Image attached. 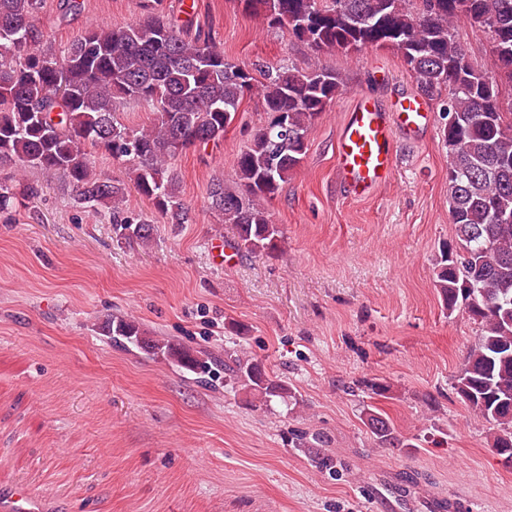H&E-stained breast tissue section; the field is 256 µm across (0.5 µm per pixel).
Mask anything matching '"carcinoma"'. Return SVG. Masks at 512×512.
Segmentation results:
<instances>
[{"label": "carcinoma", "mask_w": 512, "mask_h": 512, "mask_svg": "<svg viewBox=\"0 0 512 512\" xmlns=\"http://www.w3.org/2000/svg\"><path fill=\"white\" fill-rule=\"evenodd\" d=\"M43 0H0V212L38 187L23 180L31 169L55 171L74 201L107 210L119 241L152 243L146 218L124 215L126 184L100 178L90 147L103 148L128 167L138 193L170 224L190 211L172 166L183 152L216 144L234 122L245 94L258 89L267 124L236 157L234 176L209 190L210 208L235 227L237 250H276L281 230L269 203L303 162L308 135L345 86L334 69H258L224 58L216 37L190 32L144 0L136 24L93 27L66 45L44 46L36 25ZM241 10L317 53L389 47L402 58L417 90L440 105L448 123V215L457 246L441 252L435 287L448 315L464 312L480 327L454 390L477 416L496 427L491 447L512 463V0H234ZM489 36V60L464 49L459 24ZM147 103V127L124 124L117 103ZM112 346L169 360L197 383L236 385L263 404L288 402V382L246 355L176 346L147 335L139 321L113 315L102 323ZM365 425L382 448H412L378 409Z\"/></svg>", "instance_id": "carcinoma-1"}]
</instances>
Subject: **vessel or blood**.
Masks as SVG:
<instances>
[{
  "mask_svg": "<svg viewBox=\"0 0 512 512\" xmlns=\"http://www.w3.org/2000/svg\"><path fill=\"white\" fill-rule=\"evenodd\" d=\"M430 108L420 97H401L393 107L357 94L336 138V172L355 198L371 196L389 180L395 166L397 132L420 131L429 124ZM12 512H40L41 504L25 487L8 497Z\"/></svg>",
  "mask_w": 512,
  "mask_h": 512,
  "instance_id": "1",
  "label": "vessel or blood"
}]
</instances>
